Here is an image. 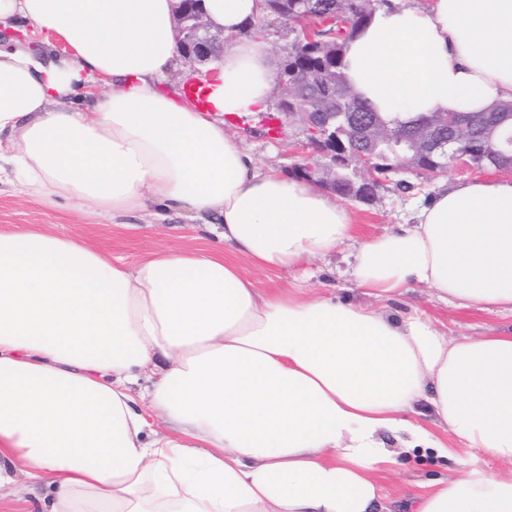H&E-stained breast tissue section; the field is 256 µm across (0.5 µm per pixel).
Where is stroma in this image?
I'll return each instance as SVG.
<instances>
[{"label": "stroma", "mask_w": 512, "mask_h": 512, "mask_svg": "<svg viewBox=\"0 0 512 512\" xmlns=\"http://www.w3.org/2000/svg\"><path fill=\"white\" fill-rule=\"evenodd\" d=\"M224 129L236 138L241 150L264 172L289 175L304 160L319 158L318 153L309 150L305 127L297 121L283 124L280 136L275 139L266 134L262 116L257 112L225 116ZM477 176L492 180L496 174L485 170L477 175L452 164L444 174L431 180L413 172L402 173V180L409 184L405 190L397 189L394 182H384L372 202L351 201L347 204L357 224V239L382 234L399 224L414 223L417 210L436 192ZM41 224L55 225L58 232L75 236L92 249L123 257L130 263L161 249L209 248L222 253L225 259L233 260L241 273L256 281L259 287L285 288L291 283L288 273L257 268L245 257L226 251L222 244L207 237L186 217L173 214L161 224L149 223L141 214L114 220L85 219L74 209L50 210L33 199L18 195L8 186H0V232H21ZM312 269L314 276L309 286L315 292L339 301L349 300L364 306L372 304V297L353 282L348 247L338 248L327 260L316 261ZM391 310L396 315L418 311L439 332L456 340L512 333L511 313L448 304L422 286L408 289L392 302ZM466 454V449L462 448L454 459L430 455L406 459L396 471L380 476L378 482L388 512H416L421 485L438 478H460L464 468L459 459Z\"/></svg>", "instance_id": "obj_1"}]
</instances>
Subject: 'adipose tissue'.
Segmentation results:
<instances>
[{
	"label": "adipose tissue",
	"mask_w": 512,
	"mask_h": 512,
	"mask_svg": "<svg viewBox=\"0 0 512 512\" xmlns=\"http://www.w3.org/2000/svg\"><path fill=\"white\" fill-rule=\"evenodd\" d=\"M177 0H0V183L57 208L177 213L262 269L264 290L205 249L136 264L49 226L0 232V489L39 512H383L377 477L464 447L512 464V335L456 341L389 313L412 285L512 313V178L439 193L412 224L359 241L373 309L307 296L311 265L354 239L310 181L260 172L224 131L273 81L240 38L263 0H202L227 44L211 109L161 92ZM344 73L390 126L512 101V0L376 9ZM419 512H512V475L473 465Z\"/></svg>",
	"instance_id": "obj_1"
}]
</instances>
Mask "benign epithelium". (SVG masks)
<instances>
[{
  "label": "benign epithelium",
  "mask_w": 512,
  "mask_h": 512,
  "mask_svg": "<svg viewBox=\"0 0 512 512\" xmlns=\"http://www.w3.org/2000/svg\"><path fill=\"white\" fill-rule=\"evenodd\" d=\"M176 14L183 34L181 50L187 63L194 66L220 60L224 34L211 32L201 14L195 10L194 0H179ZM276 84L284 117L300 119L307 127L313 150L329 159V162L322 164L307 163L301 167V171L323 188L336 187V166L344 159V151L336 144V133L331 125L335 116L329 112V108L336 103V82L323 83L316 75L301 71L291 82L286 77L277 76ZM299 99L315 101L318 111L294 112L288 109ZM349 121L358 139L374 145L372 149H359L353 154L362 164L361 181L347 180L344 185L349 195L354 197H370L382 183V178L377 176V149L380 147L393 151L396 169L429 177L438 176L449 158L464 159L468 156L467 152L456 147L457 139L452 136L453 132L466 127L465 120L455 114L445 115L441 120H430L407 137L392 136L358 112L350 113ZM509 121L512 122V111L493 118L479 130V135L499 147L498 152L482 158L484 167L512 174V131L504 134Z\"/></svg>",
  "instance_id": "benign-epithelium-1"
}]
</instances>
